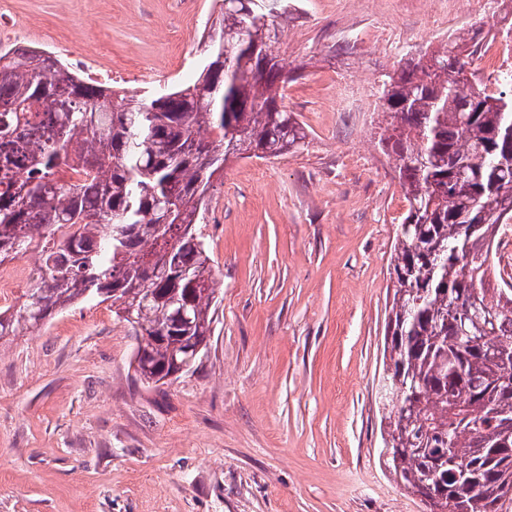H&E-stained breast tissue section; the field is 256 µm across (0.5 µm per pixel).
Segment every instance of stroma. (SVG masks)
Wrapping results in <instances>:
<instances>
[{
	"label": "stroma",
	"mask_w": 512,
	"mask_h": 512,
	"mask_svg": "<svg viewBox=\"0 0 512 512\" xmlns=\"http://www.w3.org/2000/svg\"><path fill=\"white\" fill-rule=\"evenodd\" d=\"M278 29L305 150L230 158L201 231L219 286L193 372L144 384L111 301L0 339V512H425L379 397L408 209L375 146L379 79L468 0H296ZM215 0H0V33L119 93L190 82Z\"/></svg>",
	"instance_id": "stroma-1"
}]
</instances>
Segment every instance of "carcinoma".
Masks as SVG:
<instances>
[{"instance_id":"obj_1","label":"carcinoma","mask_w":512,"mask_h":512,"mask_svg":"<svg viewBox=\"0 0 512 512\" xmlns=\"http://www.w3.org/2000/svg\"><path fill=\"white\" fill-rule=\"evenodd\" d=\"M265 1L276 11L220 9L208 62L165 99L118 94L37 47L0 51V260L38 255L18 309H0V339L100 297L151 338L140 380L194 367L217 301L197 231L212 177L231 156L308 145L280 55L253 51L290 13ZM478 41L475 29L407 60L378 98V146L409 202L391 259L385 451L428 512H512V450L499 446L512 387L493 386L489 358L512 349V281L491 275L486 250L512 214V77L493 91L471 79Z\"/></svg>"}]
</instances>
